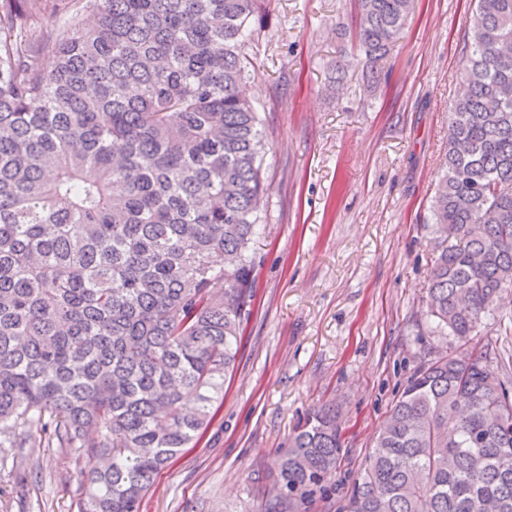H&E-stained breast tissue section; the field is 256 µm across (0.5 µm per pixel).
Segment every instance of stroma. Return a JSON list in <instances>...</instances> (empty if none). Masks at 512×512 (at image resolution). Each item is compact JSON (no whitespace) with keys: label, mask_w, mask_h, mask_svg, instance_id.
<instances>
[{"label":"stroma","mask_w":512,"mask_h":512,"mask_svg":"<svg viewBox=\"0 0 512 512\" xmlns=\"http://www.w3.org/2000/svg\"><path fill=\"white\" fill-rule=\"evenodd\" d=\"M475 0H414L391 51L367 63L354 0H269L254 74L270 185L250 315L224 398L141 512H261L275 461L314 407L338 405L336 474L305 512H340L421 363L446 347L426 312V226ZM86 457L0 443V512H79Z\"/></svg>","instance_id":"stroma-1"}]
</instances>
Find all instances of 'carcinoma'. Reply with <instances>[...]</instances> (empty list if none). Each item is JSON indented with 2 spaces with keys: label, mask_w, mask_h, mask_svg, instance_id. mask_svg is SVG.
<instances>
[{
  "label": "carcinoma",
  "mask_w": 512,
  "mask_h": 512,
  "mask_svg": "<svg viewBox=\"0 0 512 512\" xmlns=\"http://www.w3.org/2000/svg\"><path fill=\"white\" fill-rule=\"evenodd\" d=\"M357 2L374 62L414 0ZM476 2L427 225L429 313L467 350L407 380L342 512H512V365L472 343L512 288V0ZM89 4L95 28L52 35L40 0H0V441L82 452L80 512H140L213 419L249 315L267 186L240 85L266 7ZM341 448L336 410L309 412L264 512H301Z\"/></svg>",
  "instance_id": "obj_1"
}]
</instances>
